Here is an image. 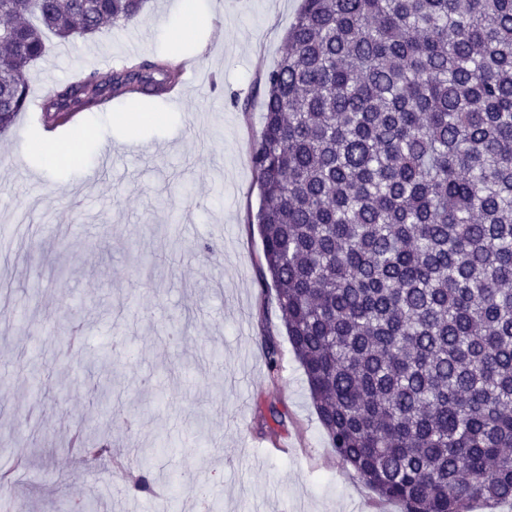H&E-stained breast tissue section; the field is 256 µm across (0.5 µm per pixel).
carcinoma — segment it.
Wrapping results in <instances>:
<instances>
[{
	"label": "carcinoma",
	"instance_id": "obj_1",
	"mask_svg": "<svg viewBox=\"0 0 512 512\" xmlns=\"http://www.w3.org/2000/svg\"><path fill=\"white\" fill-rule=\"evenodd\" d=\"M144 5L0 0V124L28 109L46 34L85 39ZM285 43L251 153L256 224L329 444L402 512L512 503V0H302ZM179 77L81 75L40 123ZM133 487L154 494L147 466Z\"/></svg>",
	"mask_w": 512,
	"mask_h": 512
}]
</instances>
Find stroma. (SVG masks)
<instances>
[{"instance_id": "1", "label": "stroma", "mask_w": 512, "mask_h": 512, "mask_svg": "<svg viewBox=\"0 0 512 512\" xmlns=\"http://www.w3.org/2000/svg\"><path fill=\"white\" fill-rule=\"evenodd\" d=\"M198 2L209 22L179 43L159 29L174 0H148L130 25L49 38L30 72L43 101L77 74L106 79L127 61L193 63L191 83L113 99L51 132L29 112L0 129V215L11 221L0 248V308L11 314L0 319V467L28 456L0 499L23 512H78L90 498L99 512H153L145 494L115 489L111 463L87 467L70 448L85 426L134 468L165 433L150 464L156 485L195 473L223 512H401L330 448L275 287L260 278L251 151L263 77L301 0ZM49 141L77 143V157L48 160ZM68 313L85 323L75 342L63 339ZM97 351L110 355L108 408L90 399ZM275 440L292 455L271 453Z\"/></svg>"}]
</instances>
